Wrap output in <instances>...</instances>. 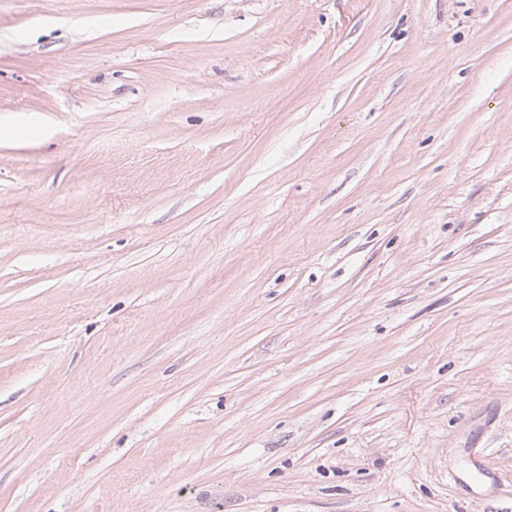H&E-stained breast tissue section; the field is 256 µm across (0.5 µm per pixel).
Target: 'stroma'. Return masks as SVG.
<instances>
[{"label":"stroma","mask_w":512,"mask_h":512,"mask_svg":"<svg viewBox=\"0 0 512 512\" xmlns=\"http://www.w3.org/2000/svg\"><path fill=\"white\" fill-rule=\"evenodd\" d=\"M0 512H512V0H0Z\"/></svg>","instance_id":"35a3bbf8"}]
</instances>
